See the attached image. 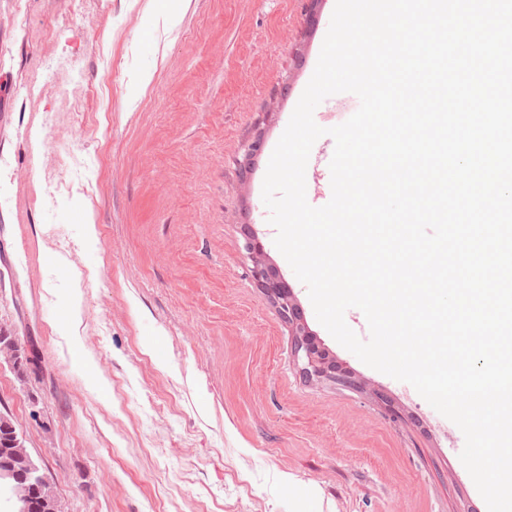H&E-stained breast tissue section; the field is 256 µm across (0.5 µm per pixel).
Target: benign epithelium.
Wrapping results in <instances>:
<instances>
[{
	"instance_id": "benign-epithelium-1",
	"label": "benign epithelium",
	"mask_w": 512,
	"mask_h": 512,
	"mask_svg": "<svg viewBox=\"0 0 512 512\" xmlns=\"http://www.w3.org/2000/svg\"><path fill=\"white\" fill-rule=\"evenodd\" d=\"M243 248L253 261L251 275L254 284L275 304L281 320L288 325L293 336L294 356L300 374L311 380H328L343 387L356 386L357 381L352 373L314 342L306 330L298 306L291 299L288 284L283 281L276 267L259 259L264 250L263 243L248 233L243 238ZM45 479L44 472L33 469L12 481H0V512H34L37 508L35 498L19 495L15 484L25 480L41 483Z\"/></svg>"
}]
</instances>
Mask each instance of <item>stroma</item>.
I'll return each mask as SVG.
<instances>
[{
    "label": "stroma",
    "mask_w": 512,
    "mask_h": 512,
    "mask_svg": "<svg viewBox=\"0 0 512 512\" xmlns=\"http://www.w3.org/2000/svg\"><path fill=\"white\" fill-rule=\"evenodd\" d=\"M334 7L0 0V328L37 354L0 363V414L61 512H484L458 427L341 346L274 244L264 176ZM248 228L358 388L302 378Z\"/></svg>",
    "instance_id": "35a3bbf8"
}]
</instances>
